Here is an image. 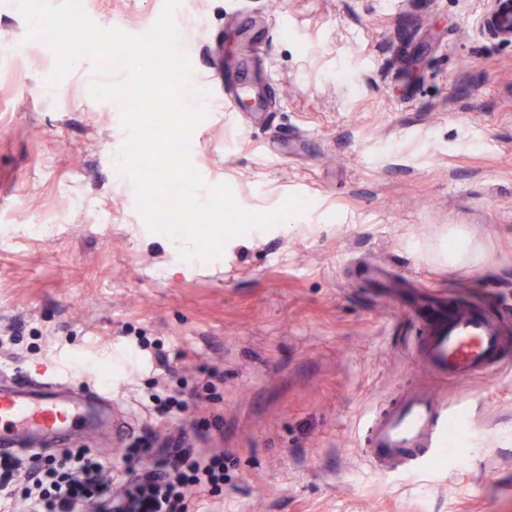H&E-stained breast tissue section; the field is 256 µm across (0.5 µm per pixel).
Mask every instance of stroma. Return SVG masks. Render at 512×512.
Listing matches in <instances>:
<instances>
[{"label":"stroma","mask_w":512,"mask_h":512,"mask_svg":"<svg viewBox=\"0 0 512 512\" xmlns=\"http://www.w3.org/2000/svg\"><path fill=\"white\" fill-rule=\"evenodd\" d=\"M197 101L191 160L246 210L307 207L181 260L148 231L115 153L120 108L91 97L95 62L58 86L55 55L0 0V370L55 359L109 377L126 426L79 430L124 471L135 439L209 428L224 486L202 512H512V365L442 382L421 335L372 290L387 266L421 290H463L512 328V37L488 0H179ZM166 0H82L99 26L146 33ZM262 47L267 115L224 108L210 79ZM482 267L448 264L450 228ZM172 368H165V360ZM423 386L459 410L454 455L413 474L363 456L370 414ZM208 407L169 418L152 397Z\"/></svg>","instance_id":"35a3bbf8"}]
</instances>
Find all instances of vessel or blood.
I'll return each mask as SVG.
<instances>
[{
	"instance_id": "1",
	"label": "vessel or blood",
	"mask_w": 512,
	"mask_h": 512,
	"mask_svg": "<svg viewBox=\"0 0 512 512\" xmlns=\"http://www.w3.org/2000/svg\"><path fill=\"white\" fill-rule=\"evenodd\" d=\"M267 74L256 86L248 74L224 83V102L235 108L240 99L250 109H269ZM416 314L423 334L413 355L423 367L440 377L466 382L492 376L512 363V337L497 318L447 293L415 292ZM457 418L435 392L413 388L374 411L363 437L367 460L381 473L412 472L439 459L448 426ZM111 425L115 435L123 427L112 407V390L92 379L72 381L62 364H52L40 377L17 379L0 373V455L40 449L70 440L78 423Z\"/></svg>"
}]
</instances>
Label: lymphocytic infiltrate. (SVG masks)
Returning <instances> with one entry per match:
<instances>
[{
	"instance_id": "obj_1",
	"label": "lymphocytic infiltrate",
	"mask_w": 512,
	"mask_h": 512,
	"mask_svg": "<svg viewBox=\"0 0 512 512\" xmlns=\"http://www.w3.org/2000/svg\"><path fill=\"white\" fill-rule=\"evenodd\" d=\"M128 455L143 471L117 495L104 461L83 449L39 456L31 470L0 458V491L21 495L28 512H190L224 480L223 454L199 451L182 433L159 445L142 440Z\"/></svg>"
}]
</instances>
